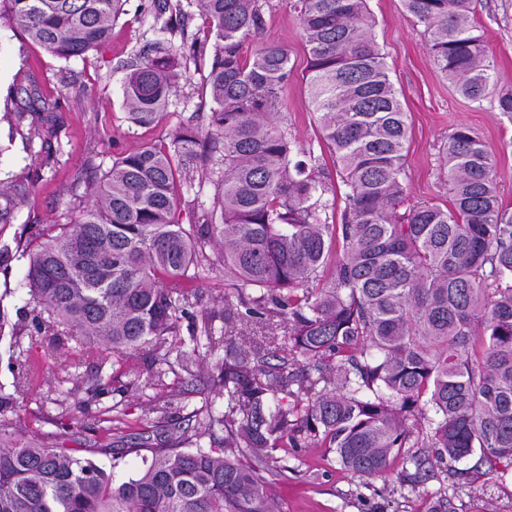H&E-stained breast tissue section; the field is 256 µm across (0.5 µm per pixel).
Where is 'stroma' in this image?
<instances>
[{
    "mask_svg": "<svg viewBox=\"0 0 512 512\" xmlns=\"http://www.w3.org/2000/svg\"><path fill=\"white\" fill-rule=\"evenodd\" d=\"M263 4L265 24L256 38L244 43L242 53L251 55L260 45L287 49L292 73L282 93L280 120L297 147L321 157L329 186L326 197L344 206V187L320 137L308 95L309 54L298 17L288 0H263ZM367 7L375 20L373 36L409 115L405 206L447 203L448 190L438 178L439 153L453 128L464 124L492 149L501 198L512 209V119L499 111L494 99L479 106L458 93L434 66L429 34L407 13L402 0H367ZM472 17L485 36L496 92L512 91V0H472ZM161 25L148 0H127L109 42L64 61L22 39L8 19L0 18V187L25 179L34 183L11 223L0 224V248L9 249L8 258L0 260V308L6 313L0 328V394L10 398L0 406V423L9 429L24 428L32 437L54 433L63 447L79 452L110 447V454L100 455L99 460L115 464L120 480L134 476L142 462L140 454L114 445V433L160 444L166 442L168 430L196 425L193 412L204 404H211L213 413L223 412V388L218 382L221 356L187 370L180 361L171 362L165 381L181 390V405L161 421L150 411L156 391L145 385L152 363L148 350H140L119 370L100 357L77 359L81 375L100 372L115 378L111 392L85 395L83 407L78 408L52 380L15 392L12 332L15 325L31 323L39 312L24 286L26 242L43 236L53 225L74 223L88 200V185L116 158L147 144H169L171 133L180 126L207 124L211 98L204 65L190 66L188 75L176 81L157 123L138 126L127 117L122 89L125 65L160 39ZM22 70L39 76L46 95L57 102L60 126L52 155H45L29 124L17 126L5 117L16 107L13 90ZM215 191L208 178L198 177L184 186L179 223H195L201 210L212 209ZM207 255L195 283L198 305L218 309L233 290L220 251L211 249ZM107 414L112 428L104 431L99 421ZM418 454L426 460L428 476L416 477L414 465L400 460L385 475L358 476L344 470L331 449L306 439L301 447L279 449V462L266 479L279 512H433L441 504L447 512H512L511 476L477 465L472 458L439 463L430 449H419Z\"/></svg>",
    "mask_w": 512,
    "mask_h": 512,
    "instance_id": "1",
    "label": "stroma"
}]
</instances>
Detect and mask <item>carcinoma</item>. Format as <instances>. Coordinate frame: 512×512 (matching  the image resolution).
<instances>
[{"instance_id": "cac0c4a2", "label": "carcinoma", "mask_w": 512, "mask_h": 512, "mask_svg": "<svg viewBox=\"0 0 512 512\" xmlns=\"http://www.w3.org/2000/svg\"><path fill=\"white\" fill-rule=\"evenodd\" d=\"M126 2L0 0V18L68 61L109 40ZM403 4L429 30L435 67L464 98L486 99L494 79L471 0ZM196 6L212 43L186 38L167 19L169 37L127 72L123 105L136 125L158 121L184 61L209 47L210 143L180 127L169 147L144 145L115 160L76 223L25 247V286L40 312L14 331L64 336L70 351L106 354L120 367L152 347L158 368L147 384L162 415L180 391L164 382L161 365L173 354L191 364L222 350L224 412L208 410L193 434L182 430L188 447L150 449L122 482L90 457L1 428L0 512H273L259 468L276 462L278 449L301 447L304 435L360 476L385 473L406 448H433L439 460L512 461V213L491 149L469 127L454 128L440 157L448 204L399 212L408 115L372 37L367 0H294L311 103L345 187L338 213L324 199L320 157L297 149L277 118L288 53L258 46L241 54L264 26L261 0ZM151 7L159 18L182 14L172 0ZM19 91L16 125L43 113L37 131L50 144L56 105L28 72ZM200 172L216 177L213 212L187 231L175 214L184 184ZM31 189L19 182L0 190L1 224ZM215 240L235 293L221 312H201L200 329L185 340L180 320ZM217 316L225 326L218 336ZM253 319L284 333L278 363L263 345L242 348L228 333ZM35 344L17 353V390L42 377ZM59 366L69 396L113 381L71 372L68 357ZM409 416L426 425L407 429ZM216 425L224 447L206 448L203 430Z\"/></svg>"}]
</instances>
